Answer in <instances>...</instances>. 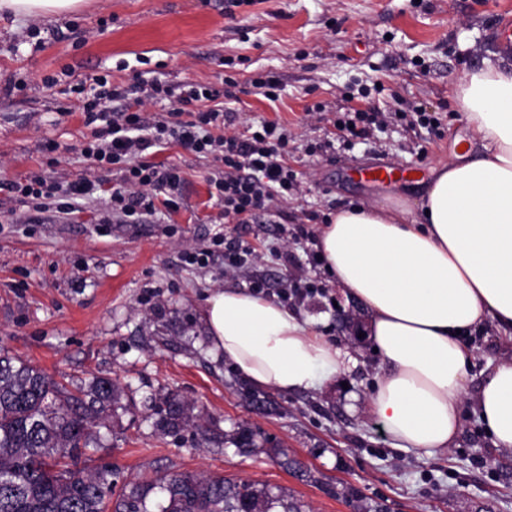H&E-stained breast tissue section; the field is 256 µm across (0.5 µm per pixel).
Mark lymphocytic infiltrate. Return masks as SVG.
Returning <instances> with one entry per match:
<instances>
[{
	"instance_id": "f902f5d3",
	"label": "lymphocytic infiltrate",
	"mask_w": 512,
	"mask_h": 512,
	"mask_svg": "<svg viewBox=\"0 0 512 512\" xmlns=\"http://www.w3.org/2000/svg\"><path fill=\"white\" fill-rule=\"evenodd\" d=\"M83 106L91 138L81 150L94 169L118 172L119 180L105 202L103 223L111 220L138 222L157 213L155 197H162L168 210L179 207L173 193L181 182L174 166L144 160L152 148L175 143L186 150L220 162L210 186L223 208L225 221L249 223L257 212L278 210L297 189L296 178L287 163L288 130L275 121L262 123L260 131H227L221 91L198 84L174 90L155 79L138 81L119 90L109 87L107 78H94ZM172 101L167 112L149 117L145 103ZM388 113L369 108L343 112L333 120L338 139L368 140L383 129ZM100 180L82 177L57 180L32 176L8 183L19 200L60 197L63 211L78 201L93 199Z\"/></svg>"
}]
</instances>
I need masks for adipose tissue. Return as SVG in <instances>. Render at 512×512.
Masks as SVG:
<instances>
[{
    "mask_svg": "<svg viewBox=\"0 0 512 512\" xmlns=\"http://www.w3.org/2000/svg\"><path fill=\"white\" fill-rule=\"evenodd\" d=\"M85 4L0 0V16ZM455 105L476 153L434 168L416 218L400 203L345 208L320 226L317 247L368 315L381 359L372 410L396 447L448 451L471 393L494 447L512 453V358L488 361L470 390L474 351L465 341L489 322L512 341V67L464 73ZM203 318L213 349L259 387L308 389L351 361L295 311L238 288L213 292Z\"/></svg>",
    "mask_w": 512,
    "mask_h": 512,
    "instance_id": "adipose-tissue-1",
    "label": "adipose tissue"
}]
</instances>
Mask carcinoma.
Here are the masks:
<instances>
[{
  "mask_svg": "<svg viewBox=\"0 0 512 512\" xmlns=\"http://www.w3.org/2000/svg\"><path fill=\"white\" fill-rule=\"evenodd\" d=\"M121 390L98 377L71 391L44 370L0 349V512H309L290 490L231 482L183 471L131 480L115 492L117 474L79 466L99 448V429L122 408ZM193 421L191 409L171 397L157 422L174 434ZM239 449L263 447L247 424L224 432ZM354 512H387L384 504L341 492Z\"/></svg>",
  "mask_w": 512,
  "mask_h": 512,
  "instance_id": "carcinoma-1",
  "label": "carcinoma"
}]
</instances>
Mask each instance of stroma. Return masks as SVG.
I'll return each instance as SVG.
<instances>
[{"instance_id":"35a3bbf8","label":"stroma","mask_w":512,"mask_h":512,"mask_svg":"<svg viewBox=\"0 0 512 512\" xmlns=\"http://www.w3.org/2000/svg\"><path fill=\"white\" fill-rule=\"evenodd\" d=\"M505 12L512 14V0H242L231 8L224 0H88L74 14L0 19V347L74 385L95 377L119 383L125 409L103 431L92 466L111 464L122 481L191 471L282 486L312 512H353L336 496L345 487L389 512H512V457L494 447L474 397L461 402L462 428L448 452L393 446L370 407L379 358L365 335L368 316L341 294L315 248L324 216L375 201L415 202L436 163L455 157L469 134L452 106L463 72L512 66V54L491 38ZM71 25V38L49 39L51 29ZM269 71L282 86L274 101L248 90ZM103 74L115 85L137 76L202 85L235 78L242 92L225 99V111L238 130L265 120L287 127L298 194L281 214L222 223L210 197L212 160L172 143L147 155L182 172L170 217L104 224L100 198L71 213L54 201H19L6 185L33 173L116 184V174H98L79 154L90 130L73 88ZM364 87L369 97L359 96ZM415 103L438 113L439 135L393 122L377 139L307 151L333 131L316 105L388 112ZM49 139L59 152L44 151ZM382 164L421 172L393 185L359 180L358 168ZM220 240L254 249L258 267L225 264ZM188 249L214 255L207 266L188 265ZM286 280L303 290L289 308L353 362L322 387L269 390L271 408L258 410L245 396L249 381L213 350L202 310L225 287L277 299ZM497 338L489 324L467 336L471 387L488 359L512 353ZM172 395L202 414L201 428H157ZM243 422L269 452L224 447L225 430ZM277 448L315 482L281 465Z\"/></svg>"}]
</instances>
